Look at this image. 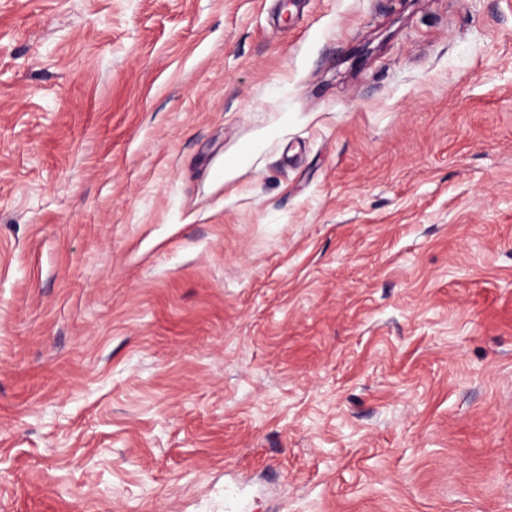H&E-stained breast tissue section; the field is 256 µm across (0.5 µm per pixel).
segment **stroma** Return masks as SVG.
<instances>
[{"mask_svg": "<svg viewBox=\"0 0 512 512\" xmlns=\"http://www.w3.org/2000/svg\"><path fill=\"white\" fill-rule=\"evenodd\" d=\"M0 512H512V0H0Z\"/></svg>", "mask_w": 512, "mask_h": 512, "instance_id": "35a3bbf8", "label": "stroma"}]
</instances>
